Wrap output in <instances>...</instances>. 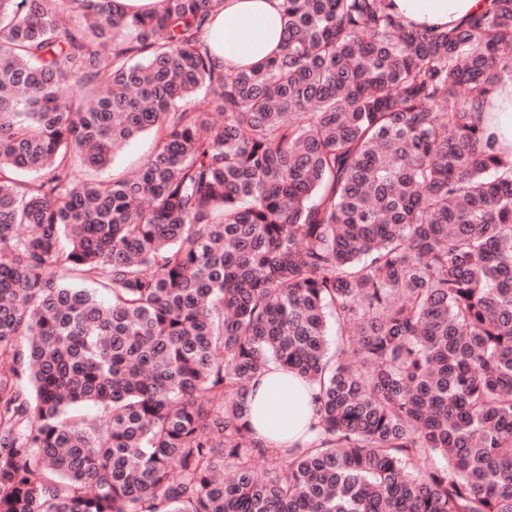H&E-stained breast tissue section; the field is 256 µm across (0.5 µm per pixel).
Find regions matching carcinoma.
<instances>
[{"instance_id": "cac0c4a2", "label": "carcinoma", "mask_w": 512, "mask_h": 512, "mask_svg": "<svg viewBox=\"0 0 512 512\" xmlns=\"http://www.w3.org/2000/svg\"><path fill=\"white\" fill-rule=\"evenodd\" d=\"M223 2L0 0V512H512V166L474 117L512 0H282L220 72ZM271 363L317 387L304 445L246 420ZM282 20L278 0H224L211 13L205 43L219 68H240L278 52ZM487 0H393L394 10L422 27H453L482 13ZM152 141L149 137H142L129 141L113 157L111 168L98 172H84L89 178L107 181L113 172L130 170L140 165L152 150Z\"/></svg>"}]
</instances>
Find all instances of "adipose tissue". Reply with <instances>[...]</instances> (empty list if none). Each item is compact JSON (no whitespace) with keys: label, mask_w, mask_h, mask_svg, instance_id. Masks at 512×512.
Returning a JSON list of instances; mask_svg holds the SVG:
<instances>
[{"label":"adipose tissue","mask_w":512,"mask_h":512,"mask_svg":"<svg viewBox=\"0 0 512 512\" xmlns=\"http://www.w3.org/2000/svg\"><path fill=\"white\" fill-rule=\"evenodd\" d=\"M486 6L487 0H393L399 15L422 27H452ZM281 40L278 0H224L223 9L211 13L205 34L211 58L220 68L254 64L279 51ZM489 99L490 107L478 119L494 133L499 155L512 163V80H503ZM246 405L257 437L275 447L298 441L316 416L312 387L275 365L251 384Z\"/></svg>","instance_id":"ef3b65f1"}]
</instances>
